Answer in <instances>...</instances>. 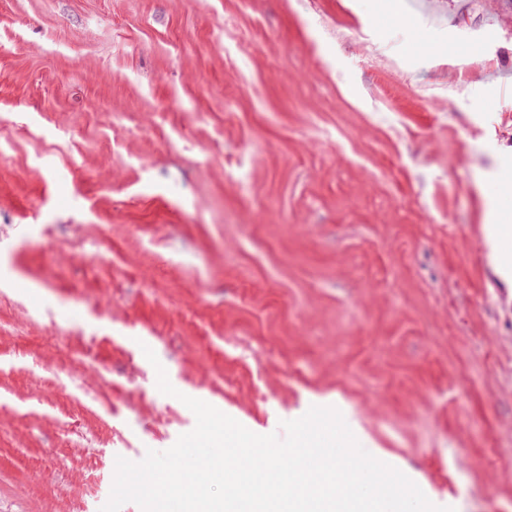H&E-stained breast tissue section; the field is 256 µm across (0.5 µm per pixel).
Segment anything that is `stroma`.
Instances as JSON below:
<instances>
[{"label":"stroma","mask_w":512,"mask_h":512,"mask_svg":"<svg viewBox=\"0 0 512 512\" xmlns=\"http://www.w3.org/2000/svg\"><path fill=\"white\" fill-rule=\"evenodd\" d=\"M407 2L0 0V512H100L185 395L512 512V0ZM487 243L489 257L504 282L512 287V227L504 223L496 210L489 213Z\"/></svg>","instance_id":"1"}]
</instances>
